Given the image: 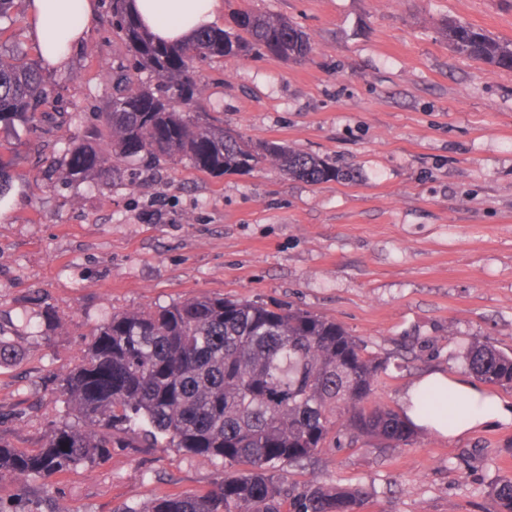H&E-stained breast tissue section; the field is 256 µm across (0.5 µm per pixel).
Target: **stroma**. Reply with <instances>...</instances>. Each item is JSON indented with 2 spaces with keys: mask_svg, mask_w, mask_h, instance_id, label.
<instances>
[{
  "mask_svg": "<svg viewBox=\"0 0 512 512\" xmlns=\"http://www.w3.org/2000/svg\"><path fill=\"white\" fill-rule=\"evenodd\" d=\"M34 129L12 140L0 213V439L34 450L73 414L55 379L115 313L206 293L290 304L331 318L386 363L378 400L400 408L440 371L468 378L476 339L512 349V72L456 54L454 20L512 42V0H222L218 27L249 8L293 20L312 52L194 66L227 128L276 140L342 169L341 181L289 178L273 163L216 176L185 162L133 180L65 185L50 173L71 136L96 122L125 61L109 0ZM221 460L158 444L116 448L46 481L64 512H117L203 492ZM287 481L360 485L367 512H492L512 478V425L408 446L327 447ZM493 512H512V480H502L492 486L488 492Z\"/></svg>",
  "mask_w": 512,
  "mask_h": 512,
  "instance_id": "obj_1",
  "label": "stroma"
}]
</instances>
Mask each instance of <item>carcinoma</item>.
Here are the masks:
<instances>
[{"instance_id": "carcinoma-1", "label": "carcinoma", "mask_w": 512, "mask_h": 512, "mask_svg": "<svg viewBox=\"0 0 512 512\" xmlns=\"http://www.w3.org/2000/svg\"><path fill=\"white\" fill-rule=\"evenodd\" d=\"M112 27L130 67L150 76L133 83L112 73L109 111L74 140L56 172L68 184L144 172L186 160L212 174L250 172L277 163L315 184L345 178L325 160L279 141H249L224 128L205 102L193 61L252 52L301 62L308 36L292 21L241 8L226 29L201 31L182 45L155 40L130 0H112ZM454 52L512 72V43L449 20ZM0 50V130L29 128L48 97L37 61ZM483 383L512 389V353L474 340L464 355ZM385 362L335 320L258 301L198 295L154 310L115 313L89 333L80 363L57 377L75 416L51 429L45 445L24 451L0 441V478L31 489L0 499V512H62L33 485L100 461L114 448H173L224 461L204 494L165 496L120 512H364L370 494L318 480L287 483L278 467L302 465L327 444L361 439L384 448L412 444L408 419L373 398ZM493 512H512V480L488 492Z\"/></svg>"}]
</instances>
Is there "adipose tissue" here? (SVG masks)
<instances>
[{
  "label": "adipose tissue",
  "mask_w": 512,
  "mask_h": 512,
  "mask_svg": "<svg viewBox=\"0 0 512 512\" xmlns=\"http://www.w3.org/2000/svg\"><path fill=\"white\" fill-rule=\"evenodd\" d=\"M29 21L38 55L49 69L64 68L74 50L85 41L97 13L98 0H28ZM222 7L221 0H132L140 23L166 42L188 41L197 31L209 28ZM445 405L438 412L428 397ZM403 414L415 427L457 439L473 431L512 422V403L441 372L417 379L407 390Z\"/></svg>",
  "instance_id": "1"
}]
</instances>
